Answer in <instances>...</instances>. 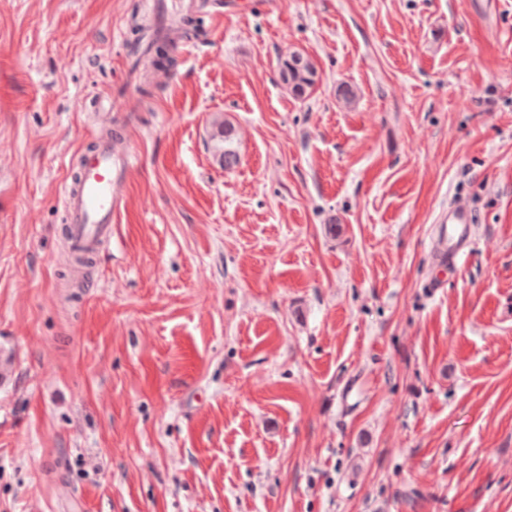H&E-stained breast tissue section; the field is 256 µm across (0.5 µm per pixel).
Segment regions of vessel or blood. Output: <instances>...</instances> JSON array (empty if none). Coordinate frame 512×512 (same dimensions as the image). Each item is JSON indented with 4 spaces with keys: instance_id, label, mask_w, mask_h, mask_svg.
I'll return each mask as SVG.
<instances>
[{
    "instance_id": "1",
    "label": "vessel or blood",
    "mask_w": 512,
    "mask_h": 512,
    "mask_svg": "<svg viewBox=\"0 0 512 512\" xmlns=\"http://www.w3.org/2000/svg\"><path fill=\"white\" fill-rule=\"evenodd\" d=\"M131 150L121 139L100 140L95 149L81 157L79 174L65 183L61 201L68 214L67 236L75 254L94 255L112 236V225L123 208L118 191L130 168ZM442 226L437 254L440 269L457 267L474 222L472 212L455 205L438 218Z\"/></svg>"
}]
</instances>
